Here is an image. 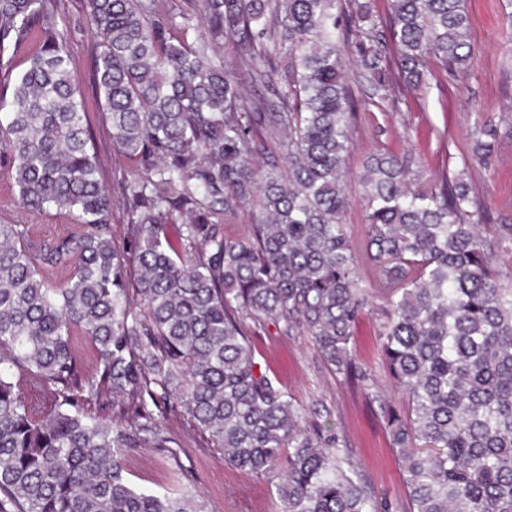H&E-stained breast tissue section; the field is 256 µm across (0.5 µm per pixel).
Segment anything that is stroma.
Segmentation results:
<instances>
[{
	"label": "stroma",
	"mask_w": 512,
	"mask_h": 512,
	"mask_svg": "<svg viewBox=\"0 0 512 512\" xmlns=\"http://www.w3.org/2000/svg\"><path fill=\"white\" fill-rule=\"evenodd\" d=\"M466 4L473 48L471 65L456 78L439 73L428 78L422 90L406 91L407 103L399 111L373 102V89L362 78L355 53L347 54L346 75L359 103L350 124L347 168L356 177L371 154H412L421 161L416 173L422 181L435 180L444 173H464L489 224H512V23L502 10V0H466ZM52 5L59 23L76 31L70 43L72 75L87 104L91 139L101 160V181L111 191L120 162L112 146V126L92 88L95 37L86 23V0H52ZM487 116L500 128L497 155L488 167L464 168L468 132L477 119ZM0 221L32 225L35 234L46 239L76 229L70 216L52 211L33 216L22 209L1 153ZM380 307V299H373L356 325L350 347L359 369L382 388L386 378L378 336ZM255 343L257 361L261 367L270 368L292 400L302 406L321 402L329 407V424L343 438L356 472L375 496L402 501L403 473L378 419L377 404L357 383L344 381L322 362L310 336H286L270 325L260 331ZM168 426L182 439L180 463L205 499L208 512H280L282 503L275 492L277 474L259 475L225 466L214 448L179 414L169 416ZM174 465L154 449L141 448L128 459L127 477L137 487L158 489L171 483Z\"/></svg>",
	"instance_id": "1"
}]
</instances>
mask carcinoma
Here are the masks:
<instances>
[{"label":"carcinoma","instance_id":"1","mask_svg":"<svg viewBox=\"0 0 512 512\" xmlns=\"http://www.w3.org/2000/svg\"><path fill=\"white\" fill-rule=\"evenodd\" d=\"M87 0L96 97L125 162L113 199L97 178L71 32L50 0H0V73L34 42L0 98V148L23 205L76 218L38 239L0 222V512H207L183 489L135 488L126 457L179 463L180 410L224 464L281 472L282 512H512V280L464 174L434 186L413 160L371 155L358 177L366 230L354 243L346 157L356 103L343 51L380 99L473 57L465 0ZM238 68L224 65V49ZM499 130L479 120L463 164L485 165ZM248 211V235L224 225ZM372 274L366 288L358 269ZM392 402L356 372L350 341L374 294ZM312 337L380 400L407 489L379 500L350 450L257 370L266 321ZM91 345L81 367L77 340Z\"/></svg>","mask_w":512,"mask_h":512}]
</instances>
